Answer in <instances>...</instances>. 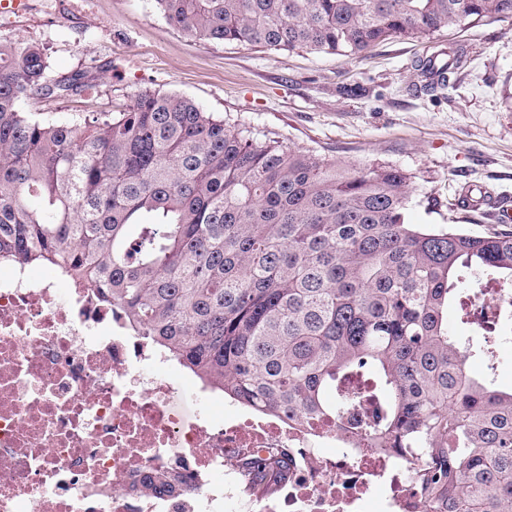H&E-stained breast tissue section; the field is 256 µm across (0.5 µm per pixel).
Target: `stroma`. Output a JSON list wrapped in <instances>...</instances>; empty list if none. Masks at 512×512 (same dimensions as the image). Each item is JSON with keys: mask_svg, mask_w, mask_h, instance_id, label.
I'll use <instances>...</instances> for the list:
<instances>
[{"mask_svg": "<svg viewBox=\"0 0 512 512\" xmlns=\"http://www.w3.org/2000/svg\"><path fill=\"white\" fill-rule=\"evenodd\" d=\"M42 48L52 77L84 73L81 95L36 94L41 121L103 118L138 93L187 97L256 136L339 164L381 161L412 177L411 224L495 229L512 207V19L480 21L435 38L395 39L361 60L198 42L153 0H25L0 8V42ZM469 61L455 86L412 90L415 65L451 46Z\"/></svg>", "mask_w": 512, "mask_h": 512, "instance_id": "1", "label": "stroma"}]
</instances>
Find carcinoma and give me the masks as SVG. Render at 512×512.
<instances>
[{
    "mask_svg": "<svg viewBox=\"0 0 512 512\" xmlns=\"http://www.w3.org/2000/svg\"><path fill=\"white\" fill-rule=\"evenodd\" d=\"M201 42L354 59L394 39L512 17V0H155ZM458 50L416 65L454 83ZM44 52L0 43V266L47 265L212 392L340 431L412 467L430 512H512V390L448 329L470 282H512V232L408 224L411 176L244 134L192 100L141 92L110 119L44 122L35 93L79 94ZM366 401L375 414L359 417ZM270 489L271 449L245 463ZM178 477L158 473L150 492Z\"/></svg>",
    "mask_w": 512,
    "mask_h": 512,
    "instance_id": "obj_1",
    "label": "carcinoma"
}]
</instances>
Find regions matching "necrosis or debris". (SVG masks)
<instances>
[{"mask_svg":"<svg viewBox=\"0 0 512 512\" xmlns=\"http://www.w3.org/2000/svg\"><path fill=\"white\" fill-rule=\"evenodd\" d=\"M170 366L79 281L26 269L0 276V512H428L411 469L332 422L300 427L200 398L176 408ZM283 452L288 478L265 491L237 459ZM174 470L186 490L149 496Z\"/></svg>","mask_w":512,"mask_h":512,"instance_id":"4bbe7bcc","label":"necrosis or debris"}]
</instances>
